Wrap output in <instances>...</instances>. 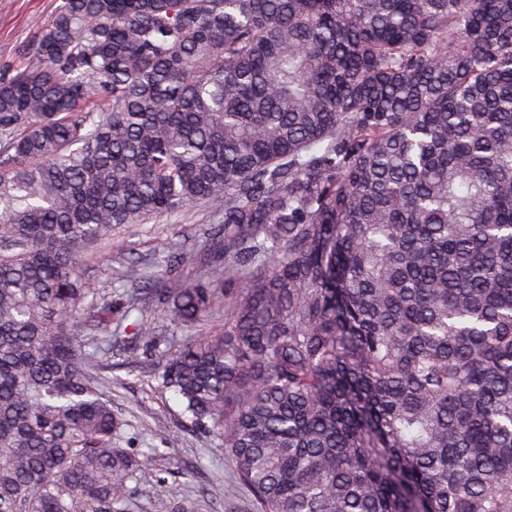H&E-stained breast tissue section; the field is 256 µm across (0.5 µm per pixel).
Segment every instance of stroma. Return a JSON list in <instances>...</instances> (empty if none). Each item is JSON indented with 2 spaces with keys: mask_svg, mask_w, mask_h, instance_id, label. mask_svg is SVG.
<instances>
[{
  "mask_svg": "<svg viewBox=\"0 0 512 512\" xmlns=\"http://www.w3.org/2000/svg\"><path fill=\"white\" fill-rule=\"evenodd\" d=\"M60 0H0V65L15 61L16 51L32 40L35 27L48 23ZM214 212L206 206L191 208L182 222L158 217L146 224L125 227L112 240L101 243L84 265L85 279L92 288L111 294L122 303L127 292L138 286L136 277L126 276L129 262L138 267L165 265L177 251L196 249L203 234L213 225ZM112 373L120 380L112 389L115 410L125 415L122 447L151 456V463L138 472L135 512H173L181 502L190 512H256L249 493L238 489L232 498L224 491L231 485L233 466L212 433L191 427L177 396L161 387L154 377V351L142 352V363L134 371L121 365L125 348L137 340L120 324H113ZM178 438L177 448L157 454L161 435ZM166 479L172 496L166 500L148 497L156 479Z\"/></svg>",
  "mask_w": 512,
  "mask_h": 512,
  "instance_id": "1",
  "label": "stroma"
}]
</instances>
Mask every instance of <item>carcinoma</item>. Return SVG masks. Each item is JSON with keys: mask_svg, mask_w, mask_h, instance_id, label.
<instances>
[{"mask_svg": "<svg viewBox=\"0 0 512 512\" xmlns=\"http://www.w3.org/2000/svg\"><path fill=\"white\" fill-rule=\"evenodd\" d=\"M17 58L0 512L135 507L80 268L193 205L128 304L191 331L156 375L259 512H512V0H61Z\"/></svg>", "mask_w": 512, "mask_h": 512, "instance_id": "obj_1", "label": "carcinoma"}]
</instances>
